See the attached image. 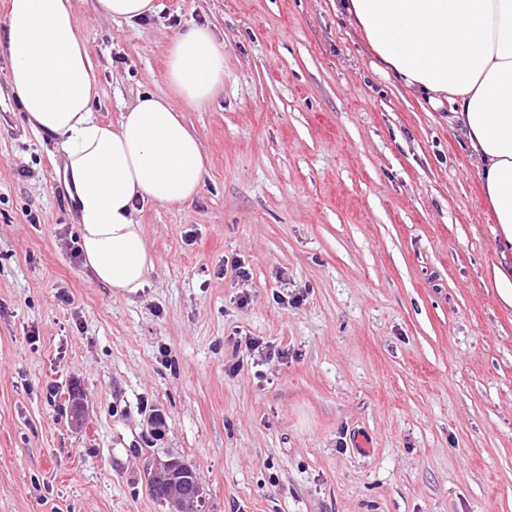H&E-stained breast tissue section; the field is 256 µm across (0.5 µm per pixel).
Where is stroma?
<instances>
[{"label": "stroma", "mask_w": 512, "mask_h": 512, "mask_svg": "<svg viewBox=\"0 0 512 512\" xmlns=\"http://www.w3.org/2000/svg\"><path fill=\"white\" fill-rule=\"evenodd\" d=\"M158 2L75 15L113 124L168 93L171 39L224 43L223 89L180 108L201 188L139 205L154 267L127 294L71 251L72 190L6 80L0 0V512H168L143 475L161 451L196 468L205 512H512V308L450 107L386 74L341 0ZM95 10L103 17L136 21L156 14L155 0H95Z\"/></svg>", "instance_id": "1"}]
</instances>
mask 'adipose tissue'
<instances>
[{"mask_svg": "<svg viewBox=\"0 0 512 512\" xmlns=\"http://www.w3.org/2000/svg\"><path fill=\"white\" fill-rule=\"evenodd\" d=\"M372 51L452 120L476 160L484 197L512 252V0H344ZM76 0H10L8 81L30 126L57 139L74 191L85 266L112 290L144 288L153 267L139 203L192 200L205 162L178 114L224 86V44L195 25L167 49L169 94L138 96L118 126L93 113L98 88Z\"/></svg>", "mask_w": 512, "mask_h": 512, "instance_id": "ef3b65f1", "label": "adipose tissue"}]
</instances>
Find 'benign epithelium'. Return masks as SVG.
Wrapping results in <instances>:
<instances>
[{"label":"benign epithelium","instance_id":"benign-epithelium-1","mask_svg":"<svg viewBox=\"0 0 512 512\" xmlns=\"http://www.w3.org/2000/svg\"><path fill=\"white\" fill-rule=\"evenodd\" d=\"M149 492L163 495L170 512H204V489L192 464L169 454L166 459L156 458L145 472Z\"/></svg>","mask_w":512,"mask_h":512}]
</instances>
